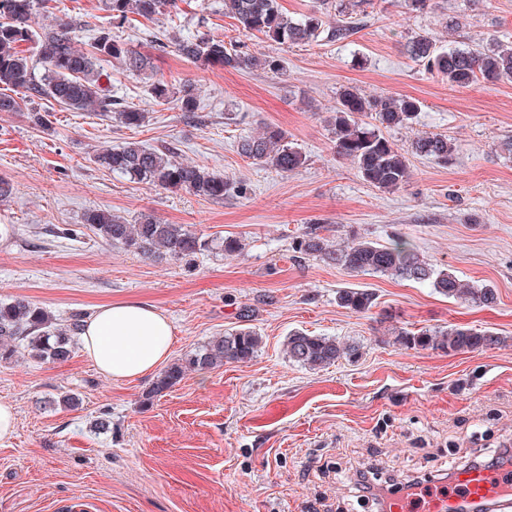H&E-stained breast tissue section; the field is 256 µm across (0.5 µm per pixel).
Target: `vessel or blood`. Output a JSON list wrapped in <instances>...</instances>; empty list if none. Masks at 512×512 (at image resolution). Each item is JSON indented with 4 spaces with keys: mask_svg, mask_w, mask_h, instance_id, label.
<instances>
[{
    "mask_svg": "<svg viewBox=\"0 0 512 512\" xmlns=\"http://www.w3.org/2000/svg\"><path fill=\"white\" fill-rule=\"evenodd\" d=\"M512 507V473L458 470L450 482L428 484L416 494L392 502L390 512H479L488 503Z\"/></svg>",
    "mask_w": 512,
    "mask_h": 512,
    "instance_id": "obj_1",
    "label": "vessel or blood"
}]
</instances>
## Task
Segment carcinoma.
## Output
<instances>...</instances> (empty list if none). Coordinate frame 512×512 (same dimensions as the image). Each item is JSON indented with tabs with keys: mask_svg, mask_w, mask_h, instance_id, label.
Returning a JSON list of instances; mask_svg holds the SVG:
<instances>
[{
	"mask_svg": "<svg viewBox=\"0 0 512 512\" xmlns=\"http://www.w3.org/2000/svg\"><path fill=\"white\" fill-rule=\"evenodd\" d=\"M46 0H0V112H18L16 94L33 101L51 98L59 105L78 111L113 113L127 129H138L146 123L147 113L134 106H120L105 82L108 74L100 67L102 58L118 61L125 71L146 75L153 71V58L127 47L120 30L137 15L152 20L158 15L178 14L181 0H103L109 13L110 26L97 30L90 49L76 47L81 21L73 17L58 19L39 30L33 18ZM319 9L298 19L288 16L279 0H222L215 11L233 19L244 35L258 32L266 38L289 44L339 41L354 31L353 16L363 12L371 0H318ZM336 13L344 21L325 27L323 16ZM35 42L39 48L42 75L21 45ZM177 50L189 61L202 66H223L233 70L263 67L281 73V60L268 56L258 58L244 50V45L224 42L208 31L185 38H174ZM411 58L449 84L468 87L512 83V44L477 42L463 48H445L425 35L413 37L407 45ZM151 94L159 104L175 103L189 119L198 118L201 102L193 83L185 81L177 90L157 80L151 83ZM421 104L411 97L365 96L352 88L344 89L332 110L330 126L333 149L338 157L356 166L362 179L384 190H395L410 177L407 157L385 136L384 130L412 124ZM372 121H366V118ZM238 153L256 163L268 164L282 173L301 168L306 160L301 150L288 141L286 132L275 125H265L256 136L242 138ZM412 151L441 165L453 163L456 145L445 135L418 137ZM92 162L105 170L149 183L168 191L193 193L220 201L230 192L245 193L243 185H233L224 176L191 163L180 162L169 147H149L127 141L118 147L96 152ZM96 236L107 244L137 253L147 259L192 261L196 255L212 248L227 255L242 251L241 241L227 236L208 241L181 224H165L152 215L142 214L130 221L109 211L92 209L84 213ZM296 249L328 265L351 273L382 275L393 279L429 284L434 291L456 301L491 307L497 303L495 289L466 282L454 273L437 269L410 242L398 237L387 244L355 238L339 246L322 234V227L303 234ZM337 304L355 313H365L376 305V297L366 288H340ZM85 314L75 311L59 320L45 308L25 299L0 301V363L11 362L19 350L43 362L68 361L77 346L84 327ZM397 342L407 348L469 353L495 349L504 339L491 331H479L463 325L446 329L400 331ZM262 343V337L249 327H241L216 336L170 364L145 394L146 400L162 394L178 384L189 371L208 372L226 362L251 360ZM286 352L293 363L310 370L325 368L341 359L359 357V346L343 343L329 336L294 331L287 337Z\"/></svg>",
	"mask_w": 512,
	"mask_h": 512,
	"instance_id": "obj_1",
	"label": "carcinoma"
}]
</instances>
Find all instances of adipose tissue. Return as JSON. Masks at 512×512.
I'll return each mask as SVG.
<instances>
[{
	"instance_id": "adipose-tissue-1",
	"label": "adipose tissue",
	"mask_w": 512,
	"mask_h": 512,
	"mask_svg": "<svg viewBox=\"0 0 512 512\" xmlns=\"http://www.w3.org/2000/svg\"><path fill=\"white\" fill-rule=\"evenodd\" d=\"M172 344L169 320L139 301L97 306L80 338L84 358L114 383L154 373L169 359Z\"/></svg>"
}]
</instances>
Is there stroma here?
Masks as SVG:
<instances>
[{
	"label": "stroma",
	"mask_w": 512,
	"mask_h": 512,
	"mask_svg": "<svg viewBox=\"0 0 512 512\" xmlns=\"http://www.w3.org/2000/svg\"><path fill=\"white\" fill-rule=\"evenodd\" d=\"M100 3L51 0L35 22L80 19L84 50L110 22ZM212 6L183 0L178 16L137 17L124 32L132 50L152 54L157 79L195 81L201 121L156 104L147 80L115 61L104 65L112 96L148 112L140 129L49 98L0 113V179L14 187L0 202V226L14 227L0 237V300L22 297L60 319L103 303L151 304L173 326L175 360L238 328L247 312L262 345L248 362L188 373L150 400L151 378L109 382L78 352L63 363L24 353L0 363V401L17 414L15 434L0 442V512H367L355 489L360 470L402 483L446 481L512 448V155L502 147L512 139V83L452 86L406 52L419 34L444 46L512 42V0H439L423 13L403 0H373L355 35L309 45L236 36ZM200 28L282 59L284 74L204 69L150 41ZM348 87L422 104L415 123L387 132L410 165L398 190L366 183L334 152L328 118ZM33 109L47 128L30 122ZM266 124L305 154L296 172L239 155L240 137ZM426 133L456 143L452 165L412 154ZM129 140L174 147L180 161L246 192L215 202L92 163L97 150ZM90 209L129 219L149 213L205 238L239 237L244 249L155 262L104 243L83 223ZM320 225L337 244L402 237L437 268L495 288L498 301L463 304L426 284L356 276L297 252L299 237ZM341 288L371 289L377 304L366 313L342 308ZM451 324L507 342L448 354L395 341L401 329ZM296 330L356 342L361 355L319 370L298 366L285 352ZM66 391L81 397L78 407L58 405ZM104 412L107 433L94 427Z\"/></svg>",
	"instance_id": "stroma-1"
}]
</instances>
